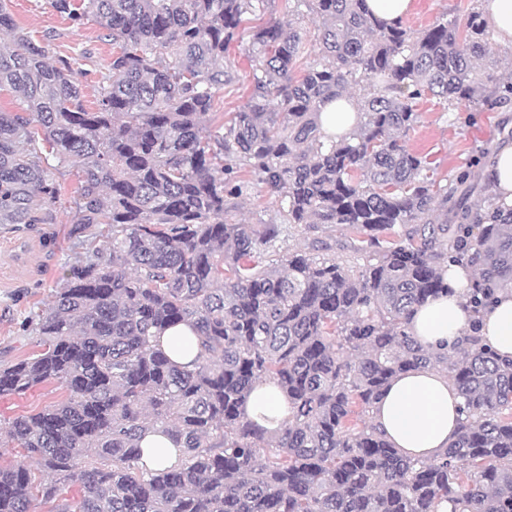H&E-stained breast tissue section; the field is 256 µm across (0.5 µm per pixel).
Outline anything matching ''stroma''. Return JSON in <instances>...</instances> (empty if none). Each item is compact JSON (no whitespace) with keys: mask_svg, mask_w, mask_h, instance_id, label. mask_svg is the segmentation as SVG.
<instances>
[{"mask_svg":"<svg viewBox=\"0 0 512 512\" xmlns=\"http://www.w3.org/2000/svg\"><path fill=\"white\" fill-rule=\"evenodd\" d=\"M6 3L15 23L44 47L49 60H70L84 87V103L93 106L103 68L112 55V44L103 39L99 26L89 21L79 29L70 27L52 0ZM480 5V0H413L404 22L419 33ZM417 111L419 121L407 136L408 146L427 158L431 178L445 185L462 171L470 173L467 183L455 195L456 207L436 211L434 220L459 223L457 210L461 207L485 211L492 195L485 172L492 163L494 148L512 142V104L485 112H452L427 97L418 101ZM47 174L61 186L52 207L53 223L0 227V369L38 354L37 338L25 329L24 323L48 308L63 284L68 264L85 250L81 238L70 233L79 169L54 159ZM278 207L273 198L251 190L235 200L226 218L231 223L266 222ZM285 240L289 249L311 251L328 261L361 265L367 260L360 241L340 226L327 228L318 236L303 227H293L286 231ZM65 396V390L58 385L42 384L21 396L0 397V420L48 409Z\"/></svg>","mask_w":512,"mask_h":512,"instance_id":"35a3bbf8","label":"stroma"}]
</instances>
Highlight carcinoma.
Masks as SVG:
<instances>
[{
	"mask_svg": "<svg viewBox=\"0 0 512 512\" xmlns=\"http://www.w3.org/2000/svg\"><path fill=\"white\" fill-rule=\"evenodd\" d=\"M70 24L94 18L115 50L96 105L71 62L47 59L0 0V226L46 224L60 187L47 155L75 162L73 232L112 225V241L70 264L32 328L41 353L0 370V396L55 383L58 404L0 426L26 455L0 466V512H31L32 470L53 502L80 484L79 512H512V360L483 343L479 317L512 291V209L419 223L448 205L426 158L406 145L415 100L492 111L512 102V73L483 75L488 30L477 10L414 33L367 0H291L288 18L251 31L246 105L207 124L216 91L238 76L231 53L247 16L273 0H53ZM318 22L301 71L296 20ZM360 91L352 134L328 147L326 102ZM249 171L284 202L269 223L233 224ZM398 224L412 229L398 235ZM340 225L371 259L361 268L287 251L291 226ZM476 275L471 334L451 351L408 332L448 292V264ZM180 324L197 336L194 368L161 348ZM439 369L463 400L457 437L430 460L399 453L373 409L399 374ZM272 383L288 417L269 432L245 404ZM184 449L142 463L146 431Z\"/></svg>",
	"mask_w": 512,
	"mask_h": 512,
	"instance_id": "carcinoma-1",
	"label": "carcinoma"
}]
</instances>
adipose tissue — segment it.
Instances as JSON below:
<instances>
[{
  "label": "adipose tissue",
  "mask_w": 512,
  "mask_h": 512,
  "mask_svg": "<svg viewBox=\"0 0 512 512\" xmlns=\"http://www.w3.org/2000/svg\"><path fill=\"white\" fill-rule=\"evenodd\" d=\"M320 122L327 139L334 141L352 133L356 126L354 101L344 97L326 103ZM471 278L470 268L449 265V294L415 311L409 330L423 345L448 348L463 338L469 321L464 293ZM481 334L497 356L512 359L511 292L500 294L483 312ZM461 404L446 375L431 369L411 370L386 387L375 405L374 422L401 453L429 460L455 438ZM245 411L262 428L273 431L287 417L288 402L278 388L262 386L252 392Z\"/></svg>",
  "instance_id": "ef3b65f1"
}]
</instances>
